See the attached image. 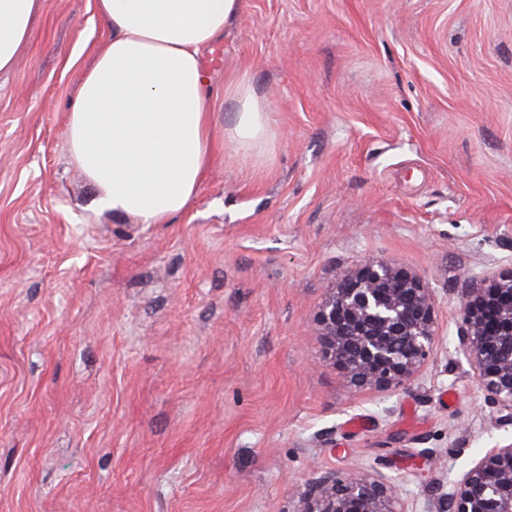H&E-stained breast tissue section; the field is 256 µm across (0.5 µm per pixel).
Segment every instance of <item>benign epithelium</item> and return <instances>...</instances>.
I'll list each match as a JSON object with an SVG mask.
<instances>
[{
	"label": "benign epithelium",
	"mask_w": 512,
	"mask_h": 512,
	"mask_svg": "<svg viewBox=\"0 0 512 512\" xmlns=\"http://www.w3.org/2000/svg\"><path fill=\"white\" fill-rule=\"evenodd\" d=\"M435 295L419 276L368 261L345 275L316 316L326 360L351 384L377 393L405 390L435 341ZM457 347L483 396L512 424V270L465 288ZM400 486L365 473L318 471L294 495L293 512H397ZM438 512H512V442L488 450Z\"/></svg>",
	"instance_id": "obj_1"
}]
</instances>
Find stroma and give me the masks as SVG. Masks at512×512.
<instances>
[{
  "label": "stroma",
  "mask_w": 512,
  "mask_h": 512,
  "mask_svg": "<svg viewBox=\"0 0 512 512\" xmlns=\"http://www.w3.org/2000/svg\"><path fill=\"white\" fill-rule=\"evenodd\" d=\"M44 0L0 72V512H292L320 470L405 478L433 512L512 441L450 341L512 269V0H247L206 53L270 104L169 224L97 214L65 113L112 35ZM421 276L432 351L350 386L316 315L365 260Z\"/></svg>",
  "instance_id": "stroma-1"
}]
</instances>
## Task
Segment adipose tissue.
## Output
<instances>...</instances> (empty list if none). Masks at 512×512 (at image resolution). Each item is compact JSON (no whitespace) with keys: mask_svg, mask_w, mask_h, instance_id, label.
Wrapping results in <instances>:
<instances>
[{"mask_svg":"<svg viewBox=\"0 0 512 512\" xmlns=\"http://www.w3.org/2000/svg\"><path fill=\"white\" fill-rule=\"evenodd\" d=\"M44 0H0V71L30 40ZM112 35L66 115L70 156L97 192L98 213L167 224L197 195L220 140L263 144L268 103L248 76L225 85L232 122L218 127L204 54L240 21L245 0H94Z\"/></svg>","mask_w":512,"mask_h":512,"instance_id":"adipose-tissue-1","label":"adipose tissue"}]
</instances>
